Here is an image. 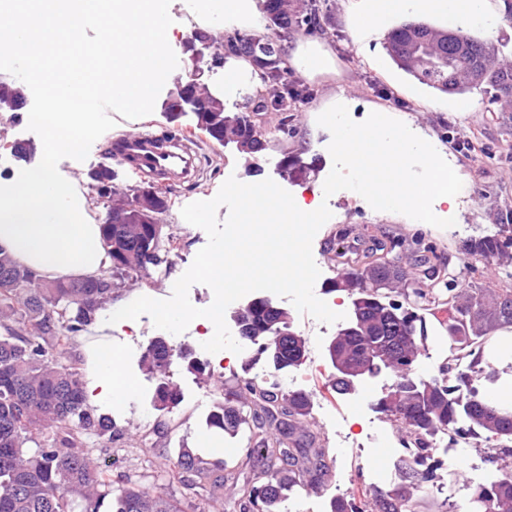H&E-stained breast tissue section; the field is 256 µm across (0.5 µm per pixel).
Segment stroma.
I'll return each instance as SVG.
<instances>
[{
  "label": "stroma",
  "mask_w": 512,
  "mask_h": 512,
  "mask_svg": "<svg viewBox=\"0 0 512 512\" xmlns=\"http://www.w3.org/2000/svg\"><path fill=\"white\" fill-rule=\"evenodd\" d=\"M362 5L363 0H320L325 17L320 30L293 28L283 34L281 45L286 49L309 38L321 41L336 60V72L313 79L292 72V81L307 87L311 95L296 112L290 113L288 137L268 143L265 150L252 156L241 155L235 145L217 143L196 128L192 116L172 121L156 105L132 118L114 110L111 100H101L100 129L96 135L80 154L57 158L59 166L79 186L89 187L90 171L105 163L115 171L114 183L119 188L134 191L148 186V179L135 172L130 162L120 161L112 154L114 141L129 133L189 136L202 156L201 170L194 180L159 188L171 202L165 222L166 232L175 242L166 265L148 268L131 278L116 279L114 299L169 298L175 281L208 241L203 229L184 221L182 208L214 198L232 175L250 184L276 178L283 158L292 155L300 156L312 169L285 181L284 189L293 197L308 201L327 199L332 212L312 243L313 257L320 270L314 292L332 310L346 314L353 310L349 292L330 288L341 271L336 248L337 233L342 229L348 230L352 244L362 248L373 237L387 241L399 238L412 247L433 251L440 261L448 263L456 294L464 295L474 288H512V249L488 264L475 260L467 251L471 241L512 234V111L503 110L494 90L485 85L470 92L477 102L475 111H455L454 95L430 88L397 67L387 52L386 35L358 34L356 19ZM241 63L240 56L225 54L223 65L208 76L209 83L216 86L222 83L225 71L238 70L239 92L226 103L233 112L250 111L255 91L253 71L242 68ZM338 97L349 101V114L354 121H364L370 113L385 110L435 147L467 185L455 208L441 203L436 206L439 217H455V226H423L400 213L374 210L351 190L325 195L324 181L332 169L328 151L331 133L318 125L317 118ZM39 103V93H32L25 111L16 113L9 121L0 119V146L22 141L40 149L44 130L27 118ZM270 301L273 306L289 310L294 330L306 340V357L299 367L274 369L249 344L238 354L228 350L206 352L202 347L205 329L196 323L180 334L156 328L146 315L136 319L133 326H113L112 344L123 349L125 369L136 382L135 392L112 406L116 428L112 440L100 439L92 445L94 455L111 463L114 488L124 487L127 477L139 474L146 463L176 462L183 448L212 459L222 458L231 466L239 465L245 456L246 432H218L210 429L206 420L223 399L222 386L233 388L244 381L274 386L284 392H305L310 410L301 427L329 452L331 474L318 491L290 485L283 491L275 512H330L336 497L371 493L399 483L403 432L377 406L393 383V375L385 370L364 378L349 394L332 391L336 371L328 346L345 328V321L325 324L293 310L289 298L274 295ZM426 325L428 338L413 374L429 381L438 377L448 358V338L436 318L427 317ZM158 339L165 340L176 353L172 372L181 402L169 412L155 405L157 381L140 366L142 354ZM192 360L204 364L205 373L191 370L188 363ZM382 440L391 450L382 467L389 474L384 483L376 481L379 467L372 463L374 450ZM433 451L439 463L437 477L424 483L418 493L425 505L424 512H435L436 505L443 502L449 503L454 512H471V487L493 470L485 443L470 437L453 441L440 432L433 438Z\"/></svg>",
  "instance_id": "stroma-1"
}]
</instances>
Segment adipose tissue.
<instances>
[{
	"label": "adipose tissue",
	"instance_id": "adipose-tissue-1",
	"mask_svg": "<svg viewBox=\"0 0 512 512\" xmlns=\"http://www.w3.org/2000/svg\"><path fill=\"white\" fill-rule=\"evenodd\" d=\"M362 28L379 30L402 15L439 19L447 29L477 27L494 34L501 14L491 0H364ZM173 0H0V57L25 64L41 106L28 118L46 133L35 162L0 178V249L47 280L93 278L111 260L99 225L90 223L88 194L55 163L78 153L96 133L98 102L111 98L120 111H148L167 83L164 52L178 28ZM104 24L86 40L89 17ZM287 63L308 77L336 72L330 52L317 43L290 51ZM86 392L110 404L131 395L135 383L123 369V351L111 336L88 347Z\"/></svg>",
	"mask_w": 512,
	"mask_h": 512
}]
</instances>
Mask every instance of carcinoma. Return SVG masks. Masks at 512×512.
<instances>
[{
  "mask_svg": "<svg viewBox=\"0 0 512 512\" xmlns=\"http://www.w3.org/2000/svg\"><path fill=\"white\" fill-rule=\"evenodd\" d=\"M282 0H266L271 36L292 28H311L319 22L316 0L297 10L283 8ZM389 55L396 65L422 83L444 93H464L483 84L494 88L512 106V64H496L484 44L467 35H451L421 22H407L392 31ZM228 50L248 59L258 54L268 59L258 68L262 87L254 96L252 111L264 112V93L270 81H279L285 93L273 100V110L283 113L277 127L263 133L271 140L288 136V113L309 92L288 81L283 49L273 45L252 47L246 38L228 41ZM196 127L214 139L241 142L240 153L265 149L253 137L251 116L228 112L224 101L212 98L194 111ZM138 193L110 209L102 224L103 242L111 265L94 278L47 281L17 264L0 251V512H183L171 493L177 484L194 490L192 512H272V506L289 481L322 483L330 474L327 449L309 439L296 423L309 413L308 395L279 392L250 381L224 389V401L209 417L212 427L236 431L246 423L241 393L249 394L253 428L242 467L229 470L222 461L181 449L177 461L162 469L159 488L130 484L115 493L112 470L95 458L87 438L112 435V418L97 414L87 403L84 380L77 362L60 358L75 339L88 331L99 310L112 299L117 275L139 273L164 263L160 256L165 233L155 235L145 224H131ZM404 240L385 245L375 241L363 252L348 248L336 252L342 272L332 287L355 295L352 331L329 346L331 361L338 362L334 391L347 394L363 377L389 370L396 380L378 407L405 432L400 483L369 495L336 498L331 512H416L415 495L433 476L430 438L444 430L449 436H469L494 442L488 457L501 472L496 484L471 489L474 512H512V410L490 404L471 381L483 376L492 381L497 371L484 361L483 325L512 326V288L486 292L460 303L453 288L432 263L428 281H407L393 255ZM498 237L482 238L469 247L470 254L493 259L506 247ZM401 285L399 296L411 306L385 301L386 292ZM448 307L440 321L448 336V362L442 378L430 382L411 376L413 365L427 339L425 318ZM239 337L256 346L275 368L300 366L306 355L303 337L291 329L290 314L269 301L256 298L236 315ZM173 349L157 340L146 350L143 362L157 379L155 403L173 409L180 402L170 380ZM468 429L456 428L459 418ZM231 486L224 495V486Z\"/></svg>",
  "mask_w": 512,
  "mask_h": 512,
  "instance_id": "obj_1",
  "label": "carcinoma"
}]
</instances>
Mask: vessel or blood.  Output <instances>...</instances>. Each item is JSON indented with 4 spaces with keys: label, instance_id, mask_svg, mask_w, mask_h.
Segmentation results:
<instances>
[{
    "label": "vessel or blood",
    "instance_id": "vessel-or-blood-1",
    "mask_svg": "<svg viewBox=\"0 0 512 512\" xmlns=\"http://www.w3.org/2000/svg\"><path fill=\"white\" fill-rule=\"evenodd\" d=\"M116 147L133 158L138 171L162 181L190 178L199 168L197 153L177 136L135 132L117 141Z\"/></svg>",
    "mask_w": 512,
    "mask_h": 512
}]
</instances>
